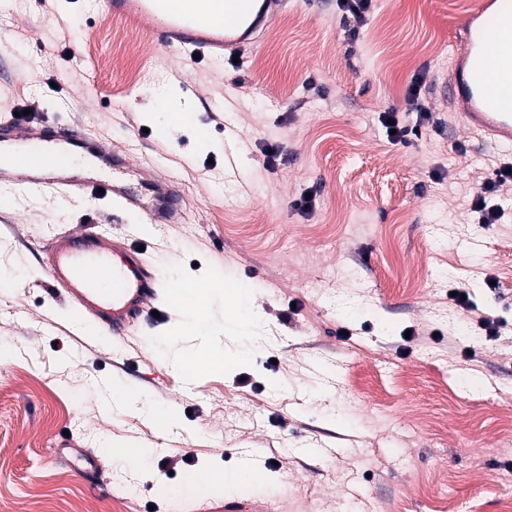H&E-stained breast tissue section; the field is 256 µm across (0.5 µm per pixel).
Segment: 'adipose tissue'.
I'll use <instances>...</instances> for the list:
<instances>
[{"mask_svg":"<svg viewBox=\"0 0 512 512\" xmlns=\"http://www.w3.org/2000/svg\"><path fill=\"white\" fill-rule=\"evenodd\" d=\"M213 291L212 285L198 284L191 288H175L170 293L172 302L184 312L182 331L195 341L190 348L175 347L169 353L173 366L187 376L196 375L224 362L219 346L201 339L202 326L209 320V300Z\"/></svg>","mask_w":512,"mask_h":512,"instance_id":"1","label":"adipose tissue"}]
</instances>
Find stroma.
Wrapping results in <instances>:
<instances>
[{"label":"stroma","mask_w":512,"mask_h":512,"mask_svg":"<svg viewBox=\"0 0 512 512\" xmlns=\"http://www.w3.org/2000/svg\"><path fill=\"white\" fill-rule=\"evenodd\" d=\"M474 0H373L355 24L336 0H281L236 55L162 54L147 25L98 0L0 5V121L35 105L171 179L188 211L159 228L0 189V512H503L512 500V185L482 224L473 193L512 145L470 131L443 96ZM431 120L390 141L378 116ZM190 107L172 129L153 94ZM278 145L276 170L264 148ZM312 194L313 208L292 202ZM108 229L166 288L213 282L224 363L190 390L165 355L183 314L164 303L125 339L83 346L38 261L52 228ZM494 286H487L486 277ZM254 292L247 339L224 333L223 292ZM477 307L461 314L450 290ZM503 321L489 336L478 318ZM124 383L173 425L112 400ZM152 447L112 460L113 438ZM335 453L318 455L321 444ZM100 456L92 478L69 461ZM253 453L256 482H213ZM193 498H182L187 485Z\"/></svg>","instance_id":"obj_1"}]
</instances>
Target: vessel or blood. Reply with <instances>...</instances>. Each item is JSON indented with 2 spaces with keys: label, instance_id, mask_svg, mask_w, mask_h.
Masks as SVG:
<instances>
[{
  "label": "vessel or blood",
  "instance_id": "vessel-or-blood-1",
  "mask_svg": "<svg viewBox=\"0 0 512 512\" xmlns=\"http://www.w3.org/2000/svg\"><path fill=\"white\" fill-rule=\"evenodd\" d=\"M273 0H102L107 15L147 18L170 52L187 50L223 57L237 48V25L256 3ZM460 43L444 90L468 129L495 144L512 143V0H480L461 25ZM91 149L95 165L109 178L87 175L77 159ZM0 186L12 192L53 193L84 201L105 196L120 215L149 224H177L183 207L174 185L135 168L110 141L91 139L82 126L46 119L0 123ZM41 267L63 298L82 337L121 340L161 300L162 285L138 252L105 232L87 228L55 231Z\"/></svg>",
  "mask_w": 512,
  "mask_h": 512
}]
</instances>
